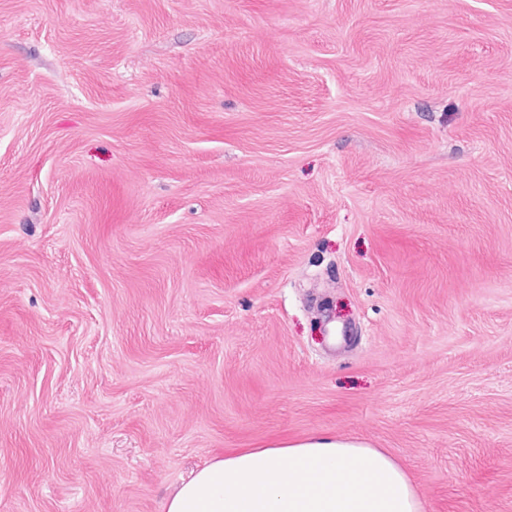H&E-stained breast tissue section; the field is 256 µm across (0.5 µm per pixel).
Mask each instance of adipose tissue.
I'll use <instances>...</instances> for the list:
<instances>
[{
  "label": "adipose tissue",
  "mask_w": 512,
  "mask_h": 512,
  "mask_svg": "<svg viewBox=\"0 0 512 512\" xmlns=\"http://www.w3.org/2000/svg\"><path fill=\"white\" fill-rule=\"evenodd\" d=\"M165 512H423V504L386 451L325 436L216 458L170 495Z\"/></svg>",
  "instance_id": "adipose-tissue-1"
}]
</instances>
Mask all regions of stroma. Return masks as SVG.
<instances>
[{
    "mask_svg": "<svg viewBox=\"0 0 512 512\" xmlns=\"http://www.w3.org/2000/svg\"><path fill=\"white\" fill-rule=\"evenodd\" d=\"M315 436L512 512V0H0V512Z\"/></svg>",
    "mask_w": 512,
    "mask_h": 512,
    "instance_id": "stroma-1",
    "label": "stroma"
}]
</instances>
